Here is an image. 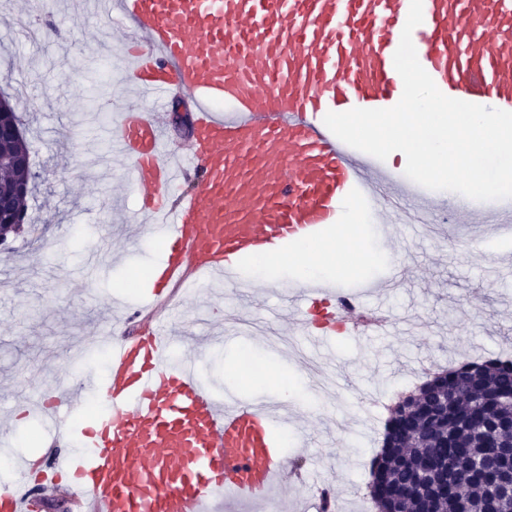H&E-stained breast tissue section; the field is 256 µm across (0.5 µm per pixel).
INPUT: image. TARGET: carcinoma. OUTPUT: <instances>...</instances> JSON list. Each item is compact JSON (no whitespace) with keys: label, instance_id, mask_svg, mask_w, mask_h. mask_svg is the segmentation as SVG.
I'll return each instance as SVG.
<instances>
[{"label":"carcinoma","instance_id":"obj_1","mask_svg":"<svg viewBox=\"0 0 512 512\" xmlns=\"http://www.w3.org/2000/svg\"><path fill=\"white\" fill-rule=\"evenodd\" d=\"M441 384L424 392L435 404L448 383L460 381L470 388L465 408L448 410L438 423L440 439L424 435L413 440V448H382L371 460L373 474L383 475V484L370 486L377 512H425L430 486L441 496V512H485L487 490L479 481L445 478L439 470L444 456L453 459L459 471L478 470L488 465V443L494 436L509 433L494 423L512 407V360L498 357L466 360L439 371Z\"/></svg>","mask_w":512,"mask_h":512}]
</instances>
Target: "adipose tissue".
<instances>
[{
  "mask_svg": "<svg viewBox=\"0 0 512 512\" xmlns=\"http://www.w3.org/2000/svg\"><path fill=\"white\" fill-rule=\"evenodd\" d=\"M358 230L355 224H330L325 227L322 240L303 241L295 244L291 252L277 256L261 254L257 260L265 278L289 271L303 283L310 280L326 283L352 265L369 262V255L361 253L356 244Z\"/></svg>",
  "mask_w": 512,
  "mask_h": 512,
  "instance_id": "1",
  "label": "adipose tissue"
}]
</instances>
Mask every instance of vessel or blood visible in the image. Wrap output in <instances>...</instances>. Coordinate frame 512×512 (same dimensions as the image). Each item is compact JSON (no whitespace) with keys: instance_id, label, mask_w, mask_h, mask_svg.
<instances>
[{"instance_id":"vessel-or-blood-1","label":"vessel or blood","mask_w":512,"mask_h":512,"mask_svg":"<svg viewBox=\"0 0 512 512\" xmlns=\"http://www.w3.org/2000/svg\"><path fill=\"white\" fill-rule=\"evenodd\" d=\"M105 17L130 18L121 46L139 102L110 129L109 153L126 158L141 209L162 225L169 253L161 282L190 271L244 287V262L318 235L351 205L383 211L412 202L424 223L461 218V205L420 206L417 185L340 141L328 112L384 109L403 81L393 62L410 0H97ZM418 60L448 97L512 111V0H423L412 33ZM195 102L196 137L177 166L147 104L172 90ZM198 186L168 204L188 173ZM322 287L295 291L321 334L356 326L350 306ZM101 390L107 413L87 435L92 458L70 488L94 512H209L215 496L259 500L286 472L270 411L225 405L192 362L172 355L165 326L110 341ZM53 398L42 407L58 437L70 424ZM0 490V512H25L30 484Z\"/></svg>"}]
</instances>
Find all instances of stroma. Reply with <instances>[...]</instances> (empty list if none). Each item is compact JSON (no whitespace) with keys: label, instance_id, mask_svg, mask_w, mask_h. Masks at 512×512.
<instances>
[{"label":"stroma","instance_id":"stroma-1","mask_svg":"<svg viewBox=\"0 0 512 512\" xmlns=\"http://www.w3.org/2000/svg\"><path fill=\"white\" fill-rule=\"evenodd\" d=\"M84 3L74 19L64 7L49 18L30 0H0V21L24 18L37 31L33 41L14 35L0 60V89L18 106L37 175L29 230L0 244V484L59 447L40 403L74 378V349L108 334L149 335L155 321L143 313L160 302L128 278L161 262L164 246L139 222L129 164L103 152L102 109L117 113L136 99L123 55L108 81L97 78L103 44H121L127 26ZM356 214L368 225L365 245L381 256L361 277L381 282L405 268L398 288L362 299L386 312L383 334L341 330L314 345L292 329L289 281H258L237 296L205 284L176 299L169 318L174 352L219 399L274 402L284 381L305 384V405L281 429L287 470L271 492L280 512H318L321 484L343 495L345 512H362L382 441L374 401L391 406L415 392L421 368L512 350V265L486 259L503 243L480 244L466 221L440 236L389 214ZM218 305L231 318L213 317ZM251 362L263 378L250 377Z\"/></svg>","mask_w":512,"mask_h":512}]
</instances>
